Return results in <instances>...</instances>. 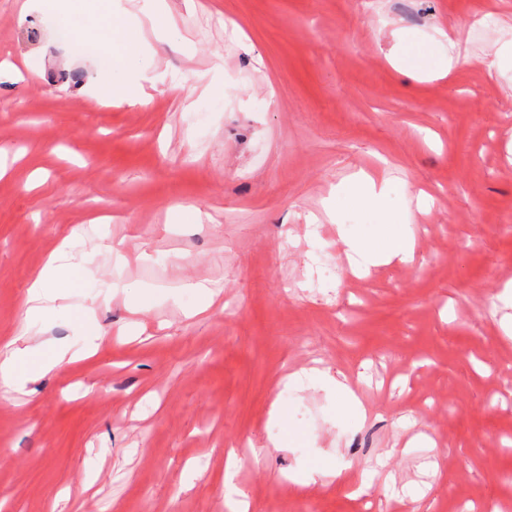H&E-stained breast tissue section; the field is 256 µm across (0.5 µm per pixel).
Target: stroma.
Segmentation results:
<instances>
[{"mask_svg": "<svg viewBox=\"0 0 512 512\" xmlns=\"http://www.w3.org/2000/svg\"><path fill=\"white\" fill-rule=\"evenodd\" d=\"M141 103H100L93 57L71 60L48 17L0 0V344L61 239L106 217L83 252L94 279L174 290L130 312L94 303L98 351L0 400L8 512H229L224 456L245 459L250 512H512V70L438 71L512 40V0H166ZM422 58L399 71L395 41ZM41 185L28 188L32 172ZM391 180L387 213L340 196ZM431 195L418 213L400 184ZM193 207L196 223L171 208ZM420 227L412 263L347 277L341 232ZM120 248L117 263L108 245ZM215 292L196 316L184 283ZM345 374L363 410L278 391L302 368ZM287 412L271 421L273 403ZM426 435L433 451L406 450ZM286 447L274 449L273 439ZM265 449L253 465L250 447ZM339 477L303 487L300 459ZM206 469L183 485L189 462ZM419 485L420 501L405 496Z\"/></svg>", "mask_w": 512, "mask_h": 512, "instance_id": "1", "label": "stroma"}]
</instances>
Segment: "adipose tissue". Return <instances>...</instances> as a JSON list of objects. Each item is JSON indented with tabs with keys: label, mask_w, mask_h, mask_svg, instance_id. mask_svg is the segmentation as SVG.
<instances>
[{
	"label": "adipose tissue",
	"mask_w": 512,
	"mask_h": 512,
	"mask_svg": "<svg viewBox=\"0 0 512 512\" xmlns=\"http://www.w3.org/2000/svg\"><path fill=\"white\" fill-rule=\"evenodd\" d=\"M48 14L53 15L56 41L66 47L72 57H81L84 50L96 48L95 67L104 81L98 92L101 100L114 98L138 103L137 77L149 69L148 57L137 47L143 22H150L157 36L166 35L169 14L164 0H143L138 12L132 13L106 0V23L82 29L74 28L69 15L84 9L83 0H40ZM382 245L361 248L353 238L344 243L351 251H363L368 264L379 266L397 261L411 262L414 257L415 227L397 225L395 230H379ZM80 238L72 234L62 239L44 266L34 277L28 291L24 318L17 335L0 351V398L24 392L27 385L57 369L70 355L71 345L57 342L47 335L52 319L67 312L66 300L78 273L85 271L86 258L79 249ZM285 389L303 391L319 389L336 395L354 411L360 402L344 382L326 372L304 370L288 375Z\"/></svg>",
	"instance_id": "adipose-tissue-1"
}]
</instances>
